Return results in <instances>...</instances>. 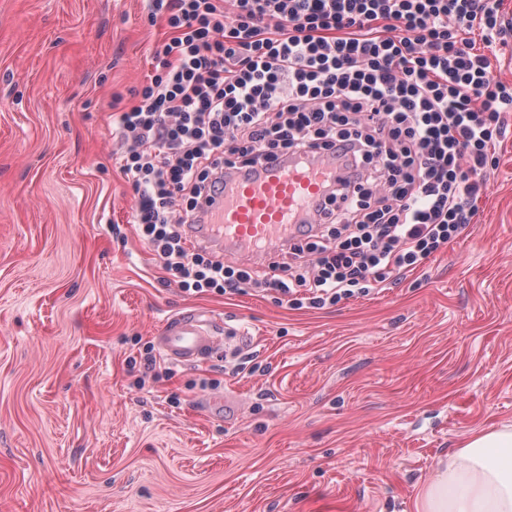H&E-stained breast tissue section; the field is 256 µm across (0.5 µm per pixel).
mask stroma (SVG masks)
<instances>
[{"label":"stroma","instance_id":"35a3bbf8","mask_svg":"<svg viewBox=\"0 0 512 512\" xmlns=\"http://www.w3.org/2000/svg\"><path fill=\"white\" fill-rule=\"evenodd\" d=\"M150 13L0 0V512H413L470 432L512 428V136L473 224L380 293H185L129 222L112 124L167 36ZM192 309L221 354L133 388ZM233 392L238 419L204 411Z\"/></svg>","mask_w":512,"mask_h":512}]
</instances>
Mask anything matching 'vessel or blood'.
I'll return each instance as SVG.
<instances>
[{
    "label": "vessel or blood",
    "instance_id": "obj_1",
    "mask_svg": "<svg viewBox=\"0 0 512 512\" xmlns=\"http://www.w3.org/2000/svg\"><path fill=\"white\" fill-rule=\"evenodd\" d=\"M224 191L203 206L201 223L191 225L193 243L225 255L264 263L301 238L317 222V206L336 179L332 156H283L264 163L257 174L224 171ZM161 355L180 366L195 364L218 350L212 321L189 311L167 319L155 336Z\"/></svg>",
    "mask_w": 512,
    "mask_h": 512
}]
</instances>
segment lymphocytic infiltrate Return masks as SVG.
<instances>
[{"label":"lymphocytic infiltrate","instance_id":"lymphocytic-infiltrate-1","mask_svg":"<svg viewBox=\"0 0 512 512\" xmlns=\"http://www.w3.org/2000/svg\"><path fill=\"white\" fill-rule=\"evenodd\" d=\"M170 37L115 119L132 221L183 292L253 288L295 310L380 293L476 214L512 127L485 50L499 0H152ZM343 150L351 181L266 275L191 246L185 226L231 166Z\"/></svg>","mask_w":512,"mask_h":512}]
</instances>
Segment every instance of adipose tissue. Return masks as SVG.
Returning <instances> with one entry per match:
<instances>
[{
	"instance_id": "adipose-tissue-1",
	"label": "adipose tissue",
	"mask_w": 512,
	"mask_h": 512,
	"mask_svg": "<svg viewBox=\"0 0 512 512\" xmlns=\"http://www.w3.org/2000/svg\"><path fill=\"white\" fill-rule=\"evenodd\" d=\"M414 512H512V429L475 432L419 488Z\"/></svg>"
}]
</instances>
